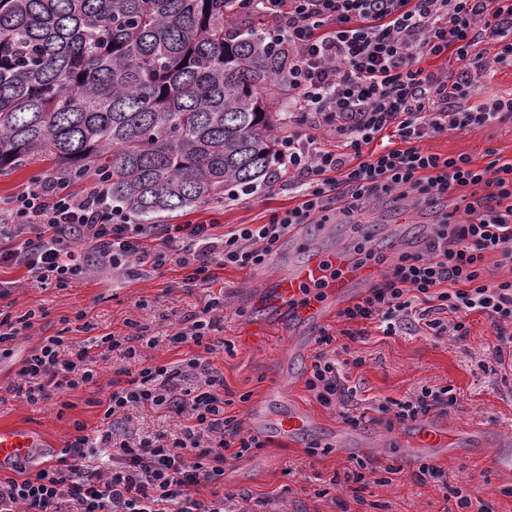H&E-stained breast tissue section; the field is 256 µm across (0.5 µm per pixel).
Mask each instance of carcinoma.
I'll return each instance as SVG.
<instances>
[{"label":"carcinoma","mask_w":512,"mask_h":512,"mask_svg":"<svg viewBox=\"0 0 512 512\" xmlns=\"http://www.w3.org/2000/svg\"><path fill=\"white\" fill-rule=\"evenodd\" d=\"M288 50L238 0H0V175L34 158L138 224L276 175Z\"/></svg>","instance_id":"carcinoma-1"}]
</instances>
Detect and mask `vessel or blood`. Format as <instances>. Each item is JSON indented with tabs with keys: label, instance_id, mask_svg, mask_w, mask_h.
I'll use <instances>...</instances> for the list:
<instances>
[{
	"label": "vessel or blood",
	"instance_id": "b4317fda",
	"mask_svg": "<svg viewBox=\"0 0 512 512\" xmlns=\"http://www.w3.org/2000/svg\"><path fill=\"white\" fill-rule=\"evenodd\" d=\"M379 276V269L360 264L349 250H309L288 269L260 273V286L252 292L251 299L264 321L289 325L313 338ZM265 401L283 409L277 424L283 438L307 433L306 418L287 410L288 399L283 390L267 391ZM41 445L40 436L24 425L0 426V464L24 462ZM417 445L432 450L439 459L459 454L458 449L449 447L446 430L426 420L417 425Z\"/></svg>",
	"mask_w": 512,
	"mask_h": 512
}]
</instances>
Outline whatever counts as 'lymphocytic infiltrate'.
<instances>
[{
    "label": "lymphocytic infiltrate",
    "instance_id": "f902f5d3",
    "mask_svg": "<svg viewBox=\"0 0 512 512\" xmlns=\"http://www.w3.org/2000/svg\"><path fill=\"white\" fill-rule=\"evenodd\" d=\"M271 19L287 44L288 104L294 129L279 143V158L295 181L298 205L272 212L263 224L218 233L217 223H134L113 205L106 190L80 194L41 179L0 206V269L24 270L44 288H66L91 270L133 275L137 267L177 264L184 280L210 287L212 265L264 267L280 241L303 224L349 213L388 196L436 208L452 192L484 188L481 208L463 216L441 213L424 249L402 252L380 281L340 312L353 322L376 320L395 330L411 315L436 333L467 337L466 318L478 312L512 323V278H486V261L512 269V161L477 166L465 155L441 157L423 149L424 138L446 130L512 116V98L467 106L471 80L449 81L425 71L431 57L454 54L482 69L472 48L496 43L495 64L512 67V0H245ZM323 129L342 145L324 149L314 132ZM400 149L378 144L387 129ZM427 306L414 311L415 299ZM211 298L187 315L170 336L174 345L196 346L219 329ZM452 313V323L442 316ZM156 337L93 336L78 344L63 334L44 337L17 371L15 397L36 405L96 384L98 359L136 363L126 386L105 398L104 424L96 435H76L55 464L0 476V512H227L223 498L203 501L200 484L224 479L228 460L262 447L226 417L224 376L210 361L190 355L177 365H139L140 345ZM307 390L327 408L351 401L353 390L329 354V332H321ZM450 390L421 389L397 401L398 422L413 421L436 408L455 406ZM167 411L176 431L136 433L123 412Z\"/></svg>",
    "mask_w": 512,
    "mask_h": 512
}]
</instances>
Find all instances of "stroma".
<instances>
[{"mask_svg":"<svg viewBox=\"0 0 512 512\" xmlns=\"http://www.w3.org/2000/svg\"><path fill=\"white\" fill-rule=\"evenodd\" d=\"M488 66L467 70L455 55L430 58L423 66L447 74L456 81L462 72L473 80L471 105L492 103L512 95V68L494 65L497 45L483 40L473 48ZM425 150L441 155L464 154L479 165L495 151L501 161L512 160V120L495 122L466 130H447L427 137ZM290 174L278 169L271 184L252 194H239L237 200L198 205L174 214L176 224H206L218 221L224 232L242 224H262L270 214L298 203L289 189ZM402 201L383 200L364 206L362 223L378 224L386 236L410 239L413 228L400 223ZM211 288H192L182 281L183 270L169 265L161 271L142 270L131 277L112 278L103 273L69 288H44L23 276L21 271L0 272V278L15 281L12 290L13 313L35 311L34 325L11 343L10 352L0 357V425L19 423L42 435L44 445L35 449L28 467L49 460L74 438L77 429L94 434L102 424V399L116 378V361L99 362L96 384L78 388L35 406L8 396L7 387L22 359L42 339L64 329L77 313H85L96 324L98 334H130L132 324L147 328L158 339L154 347L143 349L146 363L166 364L193 353L210 360L224 375L227 416L242 430L264 438V447L224 467V481L196 487L197 497L209 500L232 497L239 512H453L454 489L479 496L488 512H512V472L491 469L485 453H464L463 457L441 461L446 485L421 484L414 472L403 465V452L410 448L416 433L413 423L394 421L391 401L413 396L421 388L452 390L457 398L445 412L449 422L448 439L460 444L465 432L476 425L512 436V360L495 358L500 329L485 315H468L469 334L464 340L451 335L436 336L425 325L400 328L387 335L376 322L355 323L335 318L327 324L333 350L345 361L349 386L355 387L352 401L367 422L353 425L339 411L321 406L307 391V364L292 367L287 355V328L269 327L261 341H252L257 314L248 301L246 288L252 287V269L214 267ZM223 295V344L213 351L202 346H173L169 335L176 333L189 312L203 307L208 297ZM287 389L294 408L312 420L311 430L299 445L287 446L269 438L273 419L270 412L254 408L272 382ZM393 463L401 471L392 481H380L367 474L361 492L345 484L331 485L333 474L344 473L357 463Z\"/></svg>","mask_w":512,"mask_h":512,"instance_id":"obj_1","label":"stroma"}]
</instances>
